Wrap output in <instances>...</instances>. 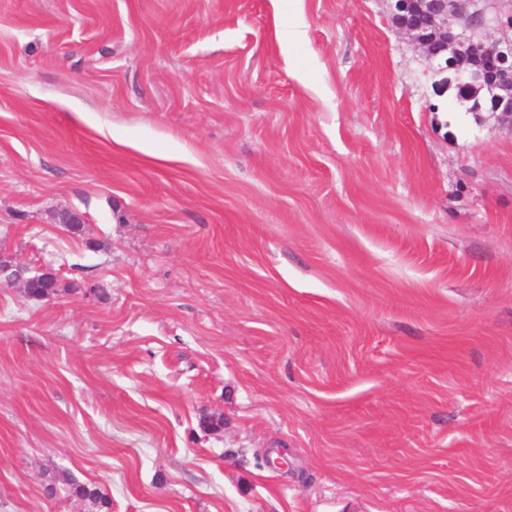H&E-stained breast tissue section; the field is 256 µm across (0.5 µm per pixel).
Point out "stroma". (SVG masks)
I'll return each mask as SVG.
<instances>
[{
    "label": "stroma",
    "instance_id": "1",
    "mask_svg": "<svg viewBox=\"0 0 512 512\" xmlns=\"http://www.w3.org/2000/svg\"><path fill=\"white\" fill-rule=\"evenodd\" d=\"M0 257V512H512V127L391 0H0ZM8 261L7 259L1 260L0 263V284L13 285L16 283H20L22 288H24V293L26 295V289L30 288L34 282L39 280H56L57 277L54 273L49 271H44L39 274H34L31 276H25V272L27 269H24L22 266L13 264L11 262L5 263Z\"/></svg>",
    "mask_w": 512,
    "mask_h": 512
}]
</instances>
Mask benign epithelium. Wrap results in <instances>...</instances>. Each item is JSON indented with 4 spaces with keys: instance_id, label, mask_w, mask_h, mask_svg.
Masks as SVG:
<instances>
[{
    "instance_id": "1",
    "label": "benign epithelium",
    "mask_w": 512,
    "mask_h": 512,
    "mask_svg": "<svg viewBox=\"0 0 512 512\" xmlns=\"http://www.w3.org/2000/svg\"><path fill=\"white\" fill-rule=\"evenodd\" d=\"M393 20L422 48L436 73L448 68L459 83L486 90L494 111L512 128V0H395ZM11 262L0 265V284L27 289L54 280L31 276Z\"/></svg>"
}]
</instances>
